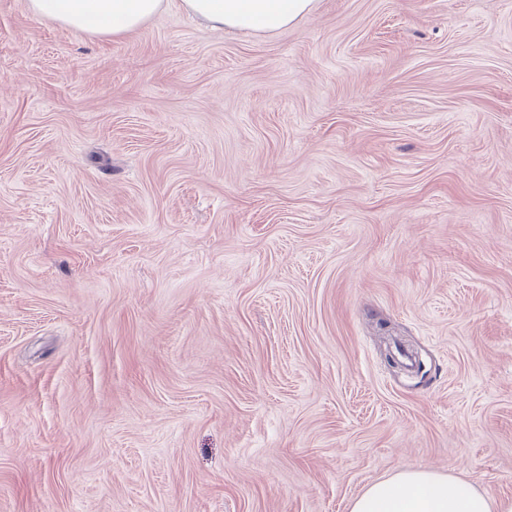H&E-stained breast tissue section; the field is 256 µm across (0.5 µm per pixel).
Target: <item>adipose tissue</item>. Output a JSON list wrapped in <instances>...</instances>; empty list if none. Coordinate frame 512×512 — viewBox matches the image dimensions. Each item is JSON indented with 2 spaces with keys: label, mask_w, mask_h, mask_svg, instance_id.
<instances>
[{
  "label": "adipose tissue",
  "mask_w": 512,
  "mask_h": 512,
  "mask_svg": "<svg viewBox=\"0 0 512 512\" xmlns=\"http://www.w3.org/2000/svg\"><path fill=\"white\" fill-rule=\"evenodd\" d=\"M315 0H180L189 16L215 28L274 32L309 13ZM33 15L81 35L122 37L159 14L165 0H27ZM351 512H512V501L430 470H407L370 485Z\"/></svg>",
  "instance_id": "ef3b65f1"
}]
</instances>
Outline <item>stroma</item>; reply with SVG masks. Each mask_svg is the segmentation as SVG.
<instances>
[{
    "label": "stroma",
    "mask_w": 512,
    "mask_h": 512,
    "mask_svg": "<svg viewBox=\"0 0 512 512\" xmlns=\"http://www.w3.org/2000/svg\"><path fill=\"white\" fill-rule=\"evenodd\" d=\"M512 498V0H0V512ZM33 15L81 35L122 37L159 14L165 0H27ZM315 0H180L189 16L215 28L274 32L309 13ZM351 512H511L512 501L497 500L458 477L407 470L370 485Z\"/></svg>",
    "instance_id": "35a3bbf8"
}]
</instances>
